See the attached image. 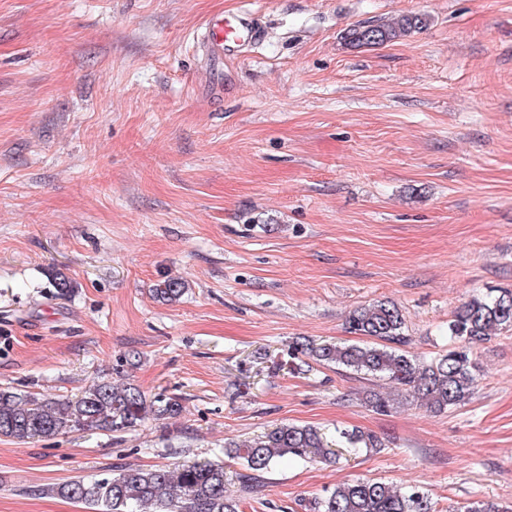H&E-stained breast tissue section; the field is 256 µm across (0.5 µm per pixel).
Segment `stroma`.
<instances>
[{
  "mask_svg": "<svg viewBox=\"0 0 512 512\" xmlns=\"http://www.w3.org/2000/svg\"><path fill=\"white\" fill-rule=\"evenodd\" d=\"M259 38L215 85L204 24ZM422 14L375 49L355 25ZM74 284L49 292L52 274ZM188 289L162 303L164 277ZM512 289V0H0V387L75 397L124 381L182 414L120 435L0 439V512H88L53 486L214 458L280 423L386 446L281 461L245 512H314L354 480L437 512L512 502V330L474 345L472 399L441 414L337 367L284 370L298 337L357 343L388 299L410 354L451 342L471 295ZM134 364H126L128 353ZM340 438L342 443V447L340 448H349L350 451H356L360 448L376 450L383 446V443L377 436L357 429L341 432Z\"/></svg>",
  "mask_w": 512,
  "mask_h": 512,
  "instance_id": "stroma-1",
  "label": "stroma"
}]
</instances>
